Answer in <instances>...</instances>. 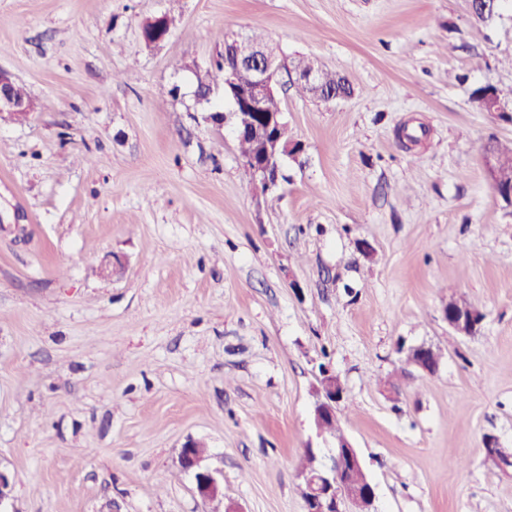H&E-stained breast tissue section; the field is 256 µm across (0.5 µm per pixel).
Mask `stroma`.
<instances>
[{
  "mask_svg": "<svg viewBox=\"0 0 512 512\" xmlns=\"http://www.w3.org/2000/svg\"><path fill=\"white\" fill-rule=\"evenodd\" d=\"M253 29L355 85L326 106L281 75L303 151L267 193L194 97L223 34ZM0 68L36 105L0 123V512H206L190 439L241 512H304L323 364L378 512H512L482 451L512 453V207L482 158L512 122L470 102L512 96L511 8L0 0ZM452 296L476 335L449 328ZM419 345L437 373L405 367ZM454 298L448 299L447 308H453L456 305ZM445 308L443 311L444 319L447 321L448 326L459 336H473L477 333L484 315L475 307H469L465 310L448 311Z\"/></svg>",
  "mask_w": 512,
  "mask_h": 512,
  "instance_id": "35a3bbf8",
  "label": "stroma"
}]
</instances>
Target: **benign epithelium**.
Listing matches in <instances>:
<instances>
[{
	"label": "benign epithelium",
	"mask_w": 512,
	"mask_h": 512,
	"mask_svg": "<svg viewBox=\"0 0 512 512\" xmlns=\"http://www.w3.org/2000/svg\"><path fill=\"white\" fill-rule=\"evenodd\" d=\"M473 20L488 23L500 16L498 0H469ZM164 16L147 21L142 27L146 43L163 41L169 30L162 27ZM224 51L230 54L232 62L224 65V99L232 109L229 113L211 110L204 116L205 121L224 124L238 112H252L258 118L253 131L261 134L266 141V153L252 164L258 170V183L267 192L278 186L269 179L268 171L272 163H280L286 157L295 156L293 149L297 143L279 146L277 130L285 123L283 114L268 115L262 112V102L276 94L282 61L278 47L270 44L259 46L248 35L235 32L224 35ZM17 112L27 116L32 104L17 98L14 94V78L6 70L0 69V111ZM448 327L459 336H473L477 333L484 315L475 307L460 312L443 311ZM406 360L416 369L433 374L438 369L432 349L420 345L407 352ZM344 387L340 378L329 368L321 371L320 387L314 403V421L318 435L326 433L324 421L336 419L339 403L343 399ZM196 441H186L180 451L179 461L186 470L193 472L195 490L205 504H210L224 496V476L201 465L202 457L193 453ZM486 459L507 474L512 471V455L500 448L498 440L488 437L484 440ZM352 471H363V462L357 449L343 439L334 446L330 463L299 473L304 485L306 512H375V490L369 481L352 485L348 475Z\"/></svg>",
	"instance_id": "1"
}]
</instances>
